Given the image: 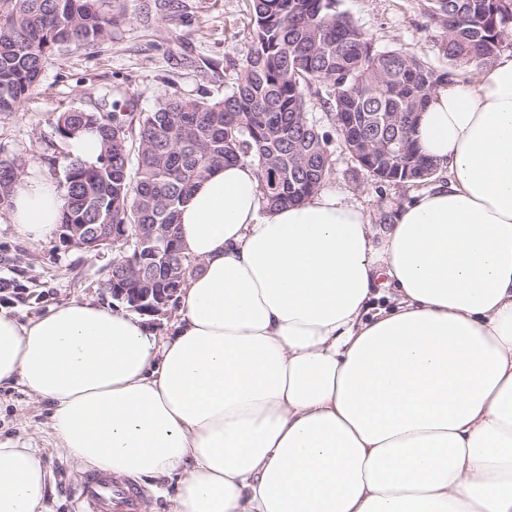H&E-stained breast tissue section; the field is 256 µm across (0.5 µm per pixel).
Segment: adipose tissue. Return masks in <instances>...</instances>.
I'll return each instance as SVG.
<instances>
[{"instance_id":"ef3b65f1","label":"adipose tissue","mask_w":512,"mask_h":512,"mask_svg":"<svg viewBox=\"0 0 512 512\" xmlns=\"http://www.w3.org/2000/svg\"><path fill=\"white\" fill-rule=\"evenodd\" d=\"M415 139L448 181L380 235L338 190L269 209L256 165L216 168L179 207L198 269L169 337L0 307V388L47 405L69 458L175 481L170 512H512V54L436 87ZM63 206L29 173L7 217L38 242ZM50 482L0 440V512H52Z\"/></svg>"}]
</instances>
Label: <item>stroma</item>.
Wrapping results in <instances>:
<instances>
[{
	"label": "stroma",
	"mask_w": 512,
	"mask_h": 512,
	"mask_svg": "<svg viewBox=\"0 0 512 512\" xmlns=\"http://www.w3.org/2000/svg\"><path fill=\"white\" fill-rule=\"evenodd\" d=\"M379 49H402L423 56L436 69L445 64L419 0H338ZM119 22L111 41L93 50L72 48L45 66L36 87L12 113L0 114V158H18L26 170L59 182L68 152L56 127L59 113L89 109L109 89L135 111H153L170 95L220 97L230 91L252 49L254 20L249 0H118ZM308 117L329 136L332 170L325 185L342 191L370 214L373 223H390L395 210L416 189L378 183L358 170L323 106L327 88L306 93ZM65 249L57 236L34 243L8 221L0 222V306L28 320L71 300L119 307L104 288L114 259ZM45 405L22 387L0 390V437L31 440L52 473L53 512H81L77 480L83 472L54 446Z\"/></svg>",
	"instance_id": "35a3bbf8"
}]
</instances>
